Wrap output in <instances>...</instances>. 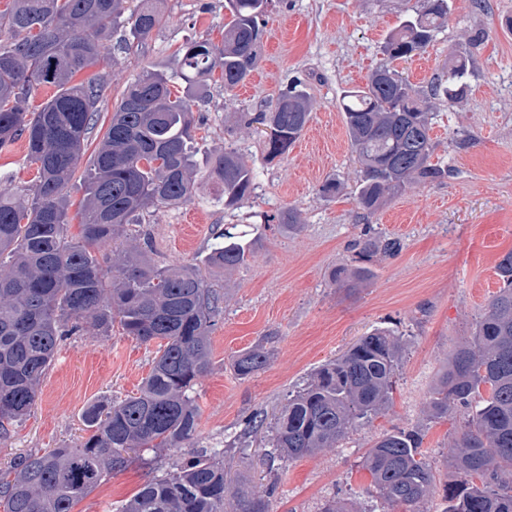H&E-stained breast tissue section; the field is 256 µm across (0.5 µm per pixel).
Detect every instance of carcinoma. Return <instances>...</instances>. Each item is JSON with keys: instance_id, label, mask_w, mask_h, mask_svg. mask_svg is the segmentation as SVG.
<instances>
[{"instance_id": "cac0c4a2", "label": "carcinoma", "mask_w": 512, "mask_h": 512, "mask_svg": "<svg viewBox=\"0 0 512 512\" xmlns=\"http://www.w3.org/2000/svg\"><path fill=\"white\" fill-rule=\"evenodd\" d=\"M157 2L141 0L128 14L127 0H10L0 11V149L25 139V160L37 173L25 192L0 189V264H9L0 269V436L27 416L70 337L88 327L108 336L117 325L124 336L158 342L137 394L84 411L88 436L80 443L25 454L0 473L3 512H72L105 475L123 471L130 454L193 442L200 416L195 385L210 368V333L223 302L203 270H230L253 256L254 242L226 224L202 266H158L148 258L151 238L141 217L153 207L191 202L199 177L216 184L226 208L251 197L256 175L239 149L228 147L203 165L196 159L193 106L201 80L218 72L229 91L250 75L263 48L268 0H227L230 21L221 43L188 39L173 71L146 69L124 90L80 175L84 194L70 215L67 188L104 93L100 81L73 78L98 58L115 29L124 30L128 43L160 27ZM447 23V0H423L415 16L386 36V62L365 87L343 97L350 147L361 165L355 201L365 218L393 193L448 177V168L432 161L429 101L453 107L468 96L470 56L456 57L428 95L393 66L426 52ZM174 79L183 85L180 95L172 92ZM42 88L53 94L30 107ZM310 115L307 86L294 79L274 110L246 115L244 122L264 127L265 157L272 161L296 142ZM269 221L288 232L301 226L293 208ZM122 232L142 241L141 249L102 256ZM359 247L364 257L378 248L393 255L400 243L366 238ZM496 273L502 287L429 393L431 418L453 408L465 417L443 512H512V252ZM402 356L400 337L381 328L320 365L269 423L277 456L295 460L334 448L385 412ZM267 360L265 351L252 348L232 365L246 379ZM421 444L420 430L398 429L383 434L362 461L378 497L404 512H420L435 480ZM227 496L224 449L195 448L147 481L120 512H224ZM234 498L233 512H269L263 495L240 491Z\"/></svg>"}]
</instances>
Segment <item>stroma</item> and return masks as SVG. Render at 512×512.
I'll return each instance as SVG.
<instances>
[{"instance_id":"obj_1","label":"stroma","mask_w":512,"mask_h":512,"mask_svg":"<svg viewBox=\"0 0 512 512\" xmlns=\"http://www.w3.org/2000/svg\"><path fill=\"white\" fill-rule=\"evenodd\" d=\"M225 0H164L163 26L142 43H109L79 80L101 79L104 96L86 153H93L125 87L143 69H170L175 51L189 38L221 41L229 14ZM420 0H268L264 45L255 73L233 90L212 78L194 112L198 160L234 146L257 172L255 196L236 210L215 200L212 183L199 184L192 203L152 208L144 223L159 265L196 264L227 224L246 225L255 240L253 256L230 270L211 271L224 296L211 333L210 370L195 387L200 408L198 448L224 449L231 488H272L271 512H318L336 498L355 512H389L361 461L383 433L420 428L422 452L437 471L425 512H440L444 486L453 478L452 437L463 424L460 411L429 419L428 393L457 345L471 336L501 282L498 261L512 251V0H448V25L423 54L397 62L416 88L430 81L457 54H470L475 73L467 99L448 108L435 105L433 158L447 165L443 182L414 184L391 196L362 219L354 192L360 175L351 152L344 114L345 91L364 86L385 58L380 46ZM480 45H471L474 32ZM301 78L311 96V117L283 156L266 161L263 137L246 125L245 112L275 108L280 88ZM26 144L0 151V182L20 190L35 182L25 161ZM341 179L335 197L319 189ZM295 207L296 231L265 225L264 218ZM396 239V255L362 258L363 235ZM368 267L371 275L355 291L337 275ZM377 328L401 335L404 356L388 410L354 430L336 447L294 461L270 460L267 430L244 434L248 417H273L289 393L314 370ZM263 346L266 367L241 380L232 368L239 352ZM156 344L112 332L90 330L61 346L30 415L0 438V469L21 454L71 444L84 437L82 414L101 400L137 393L148 375ZM246 435L243 448L226 441ZM150 475L140 459L105 477L73 512H119Z\"/></svg>"}]
</instances>
